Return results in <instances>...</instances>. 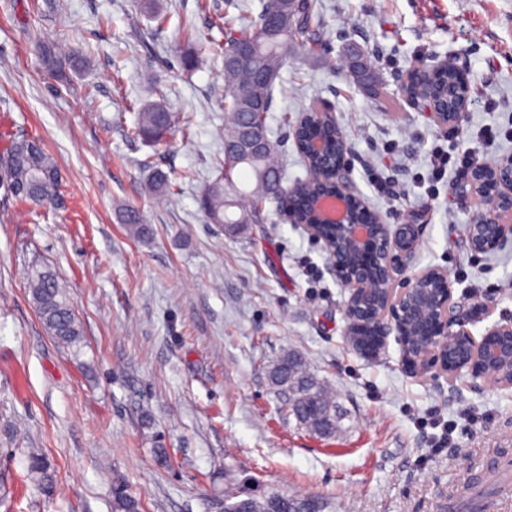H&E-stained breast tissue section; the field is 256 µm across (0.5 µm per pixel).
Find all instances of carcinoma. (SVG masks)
I'll list each match as a JSON object with an SVG mask.
<instances>
[{"instance_id": "cac0c4a2", "label": "carcinoma", "mask_w": 512, "mask_h": 512, "mask_svg": "<svg viewBox=\"0 0 512 512\" xmlns=\"http://www.w3.org/2000/svg\"><path fill=\"white\" fill-rule=\"evenodd\" d=\"M315 8L314 0H305L303 4L299 0H263L257 18L224 44V155L216 161L218 176L205 187L200 198L201 208L212 224L225 229L238 224H258L263 221L262 206L268 199L277 200L285 210L290 206L288 197L281 195L282 172L274 145L246 159L235 155L234 150L242 138L245 123L267 129L275 82L292 49L301 44L314 52L321 46L319 34L311 26ZM269 16L279 18L278 28L272 30L263 25V19ZM240 46L251 50L253 64L249 67L232 63ZM41 58L51 72L84 63V58L74 53L63 57L48 47L42 49ZM428 81L450 97L456 91L465 93L468 88L450 67L430 73ZM307 113L310 132L321 137L331 155H336V128L323 123L314 110L309 109ZM174 124L173 113L158 102H149L137 113L136 133L148 143H160ZM32 168L50 172L56 170V164L38 146L27 160L12 162V179L27 181ZM28 284L45 329L60 345L80 352L84 345L83 327L58 277L48 270H35L28 275ZM269 379L276 390L286 394L283 411L293 414L300 424L319 435L336 434L339 421L334 395L299 357L284 356L271 368ZM28 469L42 489L53 488L54 474L43 458L31 456ZM311 509L323 512V501L315 496L279 491L224 496V512H309ZM112 512H142L141 500L129 492L125 481L118 476L112 480Z\"/></svg>"}]
</instances>
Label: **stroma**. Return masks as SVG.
<instances>
[{
    "label": "stroma",
    "instance_id": "obj_1",
    "mask_svg": "<svg viewBox=\"0 0 512 512\" xmlns=\"http://www.w3.org/2000/svg\"><path fill=\"white\" fill-rule=\"evenodd\" d=\"M160 2L161 26L140 0H0V149L34 140L61 178L60 200L41 206L0 185V512H112L117 474L145 512H224L225 494L245 489L317 496L325 512H448L466 479L487 476L488 458L512 459V387L408 373L392 339L374 358L353 350L328 253L277 202L261 224L209 223L199 196L224 150L222 40L259 0ZM319 2L322 47L289 56L267 118L289 184L307 170L288 122L329 108L369 207L390 224L419 215L414 269H446L458 298L488 291L492 321H512V241L471 252L475 210L448 194L462 172L439 183L430 172L437 148L487 163L512 155V0ZM55 43L87 66L47 72L41 48ZM190 48L200 63L186 71ZM357 52L376 86L350 78ZM451 57L470 83L452 134L404 89L414 68ZM147 100L188 129L144 142L135 123ZM155 168L175 197L150 190ZM376 173L388 194L374 190ZM129 210L149 235H128ZM36 267L66 283L80 355L40 322L24 279ZM288 352L335 391V437L282 411L268 371ZM446 425L453 444L431 454ZM33 453L55 492L28 479Z\"/></svg>",
    "mask_w": 512,
    "mask_h": 512
}]
</instances>
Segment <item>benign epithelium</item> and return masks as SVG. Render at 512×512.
Returning a JSON list of instances; mask_svg holds the SVG:
<instances>
[{
	"instance_id": "1",
	"label": "benign epithelium",
	"mask_w": 512,
	"mask_h": 512,
	"mask_svg": "<svg viewBox=\"0 0 512 512\" xmlns=\"http://www.w3.org/2000/svg\"><path fill=\"white\" fill-rule=\"evenodd\" d=\"M415 97L428 102L427 117L434 125L460 130L468 96L458 100L454 112L438 108L425 91ZM292 136L298 150L309 156L325 151L322 139H304L300 123ZM338 139L336 166L325 171L333 190L310 199L307 219L288 209V221L324 243L336 280L347 292L346 336L351 347L372 357L392 335L412 374L434 369L454 380L467 372L493 385L512 387V323L496 322L477 337L472 327L492 315L493 301L454 298L448 272L440 267L406 274L420 241L416 215L393 226L378 213L370 224L357 222L356 206H369L349 180L350 149L344 136ZM454 193L466 203L481 205L465 228L473 252L486 253L512 238L511 155L472 170Z\"/></svg>"
}]
</instances>
